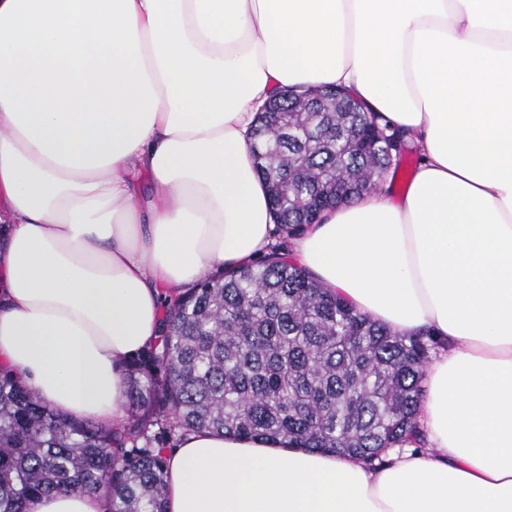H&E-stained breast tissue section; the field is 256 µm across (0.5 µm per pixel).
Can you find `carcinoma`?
<instances>
[{
	"label": "carcinoma",
	"mask_w": 512,
	"mask_h": 512,
	"mask_svg": "<svg viewBox=\"0 0 512 512\" xmlns=\"http://www.w3.org/2000/svg\"><path fill=\"white\" fill-rule=\"evenodd\" d=\"M379 129L339 89H287L277 111L259 115L252 154L274 240L253 262L164 301L160 340L124 363L123 423L59 414L0 369V512H29L62 491L101 492L111 512H166L165 451L200 429L369 464L422 441L433 340L358 313L290 257L304 226L391 168Z\"/></svg>",
	"instance_id": "obj_1"
}]
</instances>
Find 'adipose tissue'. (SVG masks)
Returning <instances> with one entry per match:
<instances>
[{
	"instance_id": "ef3b65f1",
	"label": "adipose tissue",
	"mask_w": 512,
	"mask_h": 512,
	"mask_svg": "<svg viewBox=\"0 0 512 512\" xmlns=\"http://www.w3.org/2000/svg\"><path fill=\"white\" fill-rule=\"evenodd\" d=\"M342 88L422 154L292 255L393 332L427 331L429 444L368 465L209 430L167 512H512V0H0V367L125 416L161 301L267 252L252 157L278 90ZM31 512H110L60 492Z\"/></svg>"
}]
</instances>
